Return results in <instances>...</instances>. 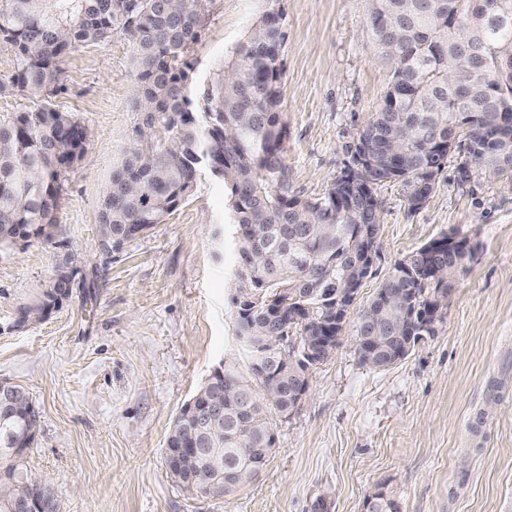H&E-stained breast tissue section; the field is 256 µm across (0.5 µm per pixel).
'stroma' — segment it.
Segmentation results:
<instances>
[{"label":"stroma","instance_id":"1","mask_svg":"<svg viewBox=\"0 0 512 512\" xmlns=\"http://www.w3.org/2000/svg\"><path fill=\"white\" fill-rule=\"evenodd\" d=\"M268 0H209L191 52L208 75ZM284 162L298 196L317 199L391 79L368 0H280ZM134 49L115 35L66 59L56 103L90 133L61 193L51 240L0 250V380L23 386L40 429L25 465L54 512H364L384 491L399 512H512V179L449 158L425 204L387 182L379 252L333 355L308 374L306 399L272 413L266 467L220 500L172 481L164 448L180 408L215 369L246 370L235 336L240 264L230 190L211 175L165 221L117 252L98 213L142 121ZM454 231L471 241L433 335L396 364L365 366L355 349L363 306L393 266ZM72 282L50 315L19 329L20 308L59 272Z\"/></svg>","mask_w":512,"mask_h":512}]
</instances>
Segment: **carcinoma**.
Masks as SVG:
<instances>
[{"mask_svg":"<svg viewBox=\"0 0 512 512\" xmlns=\"http://www.w3.org/2000/svg\"><path fill=\"white\" fill-rule=\"evenodd\" d=\"M208 0L176 5L169 0H0V44L14 67L0 78V96L22 95L24 110L0 117V249L11 238L27 243L52 238L54 212L64 174L87 153V131L53 99L67 92L62 63L76 48L124 35L134 46L139 112L136 144L103 196L98 223L112 226V250L128 242L126 225L150 230L164 223L194 193L205 173L230 189L240 285L235 335L249 361L250 375L224 367L210 377V391L224 395L216 428L224 448V494L245 482L227 483V473L254 477L275 446L269 415L295 407L298 382L332 356L336 346L307 355L300 350L280 358L278 347L263 351L260 336L279 332L304 344L316 336H336V314L326 300L350 285L355 262L378 243L363 240V228L380 222V204L357 186L352 166L316 201L294 194L284 163L288 128L281 121L279 82L283 71L284 14L278 0L253 23L221 67L203 79L188 57L199 41ZM496 17L470 27L471 0H371L372 37L392 66L383 102L358 136L374 163V184L401 175L409 188L434 184L447 163L441 146L455 150L493 174L512 173V126L486 122L487 114L512 113V0H496ZM469 32L486 62L470 76L479 92L466 98L450 83L448 57L456 55L448 18ZM470 250L452 253L419 248L398 262L379 292L363 308L356 326L357 346L375 337L377 355L359 354L374 368L393 365L400 337L418 343L434 331L427 317L436 294H446ZM276 374L278 391L266 397L267 375ZM33 404L0 410V449L13 447ZM250 448L245 460L237 449ZM164 464L188 491L198 476L175 468L173 453ZM5 479L22 485L25 469L0 457Z\"/></svg>","mask_w":512,"mask_h":512,"instance_id":"carcinoma-1","label":"carcinoma"}]
</instances>
